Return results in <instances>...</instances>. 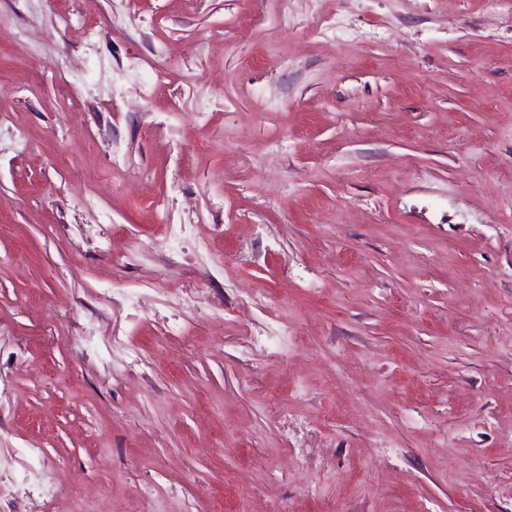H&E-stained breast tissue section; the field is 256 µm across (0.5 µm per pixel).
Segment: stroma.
I'll return each mask as SVG.
<instances>
[{
    "mask_svg": "<svg viewBox=\"0 0 512 512\" xmlns=\"http://www.w3.org/2000/svg\"><path fill=\"white\" fill-rule=\"evenodd\" d=\"M58 4L0 0V512H512V18Z\"/></svg>",
    "mask_w": 512,
    "mask_h": 512,
    "instance_id": "1",
    "label": "stroma"
}]
</instances>
